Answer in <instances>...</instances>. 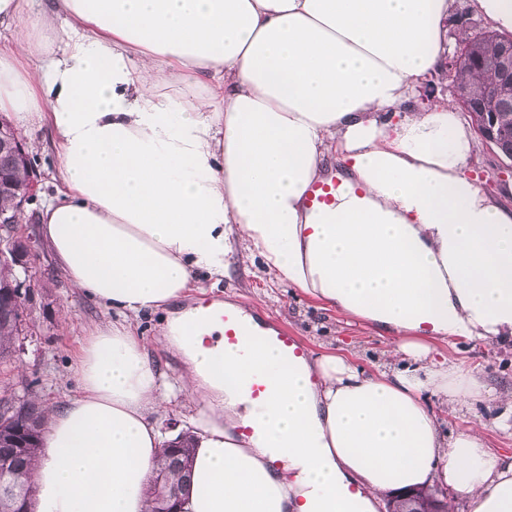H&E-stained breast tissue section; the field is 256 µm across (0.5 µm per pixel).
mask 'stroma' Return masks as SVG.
Listing matches in <instances>:
<instances>
[{"instance_id":"stroma-1","label":"stroma","mask_w":512,"mask_h":512,"mask_svg":"<svg viewBox=\"0 0 512 512\" xmlns=\"http://www.w3.org/2000/svg\"><path fill=\"white\" fill-rule=\"evenodd\" d=\"M505 157L486 144H479L470 174L491 194L512 183L505 168ZM33 285L40 294L27 317V336L21 337L22 350L16 362L0 364V389H11L19 396H38L45 404H54L74 395L77 386L69 374L83 343L87 326L111 319V312L81 296L57 273L50 256H43L32 271ZM194 300H229L245 306L273 325L288 329L292 336L314 354H341L354 366L369 370L388 362L389 340L369 325L346 324L332 309L299 289L279 284L268 273L261 258L238 247L230 258L227 277L221 282L200 278ZM436 359L452 357L478 372L493 390L512 387V342L494 347L471 346L465 341L449 345L434 342ZM492 397L475 405L467 414L435 407L443 431L455 433L472 423H482L484 436L500 454L512 455V440L503 439L492 420L497 413Z\"/></svg>"}]
</instances>
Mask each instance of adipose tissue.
Wrapping results in <instances>:
<instances>
[{"label":"adipose tissue","mask_w":512,"mask_h":512,"mask_svg":"<svg viewBox=\"0 0 512 512\" xmlns=\"http://www.w3.org/2000/svg\"><path fill=\"white\" fill-rule=\"evenodd\" d=\"M457 0H0V112L45 132L58 164L39 233L63 278L112 311L49 407L32 512H149L157 415L204 407L185 512H383L388 493L512 512V455L478 427L447 436L425 403L489 394L431 344L512 339V203L469 175L477 142L453 105L416 111ZM333 202L310 187L329 160ZM289 287L384 331L394 365L283 364L191 336L174 310L222 280L235 240ZM163 312L183 357L167 384L138 336ZM269 382L262 401L247 384Z\"/></svg>","instance_id":"adipose-tissue-1"}]
</instances>
